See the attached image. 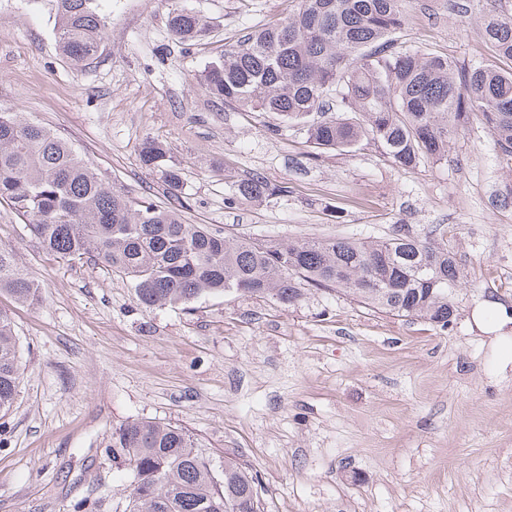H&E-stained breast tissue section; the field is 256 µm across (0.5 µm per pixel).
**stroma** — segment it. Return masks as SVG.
I'll return each instance as SVG.
<instances>
[{
  "instance_id": "obj_1",
  "label": "stroma",
  "mask_w": 512,
  "mask_h": 512,
  "mask_svg": "<svg viewBox=\"0 0 512 512\" xmlns=\"http://www.w3.org/2000/svg\"><path fill=\"white\" fill-rule=\"evenodd\" d=\"M298 0H99L97 59L60 54L53 0H0V108L73 143L108 185L181 209L187 222L255 241L404 231L448 245L464 270L448 330L306 286L286 305L246 293L139 304L130 279L42 249L0 204V245L41 299L0 293L19 338L21 382L0 422V512H124L131 492L105 448L119 427H182L258 475L263 512H512V160L470 119L446 159L393 165L381 146H311L277 123L206 95L205 64ZM188 8L210 32L184 47L167 17ZM512 0H406L402 50L459 64L488 58V12ZM164 143L183 172L169 197L140 158ZM259 176L287 193L235 195ZM483 312L476 322L475 312Z\"/></svg>"
}]
</instances>
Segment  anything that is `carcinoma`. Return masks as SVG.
<instances>
[{
    "instance_id": "cac0c4a2",
    "label": "carcinoma",
    "mask_w": 512,
    "mask_h": 512,
    "mask_svg": "<svg viewBox=\"0 0 512 512\" xmlns=\"http://www.w3.org/2000/svg\"><path fill=\"white\" fill-rule=\"evenodd\" d=\"M58 48L75 67L94 59L106 18L94 0H54ZM404 0H299L288 20L224 43L200 86L209 96L279 121H301L316 147L351 151L380 144L390 162L411 168L448 156L465 120L480 118L503 155L512 158V15L491 14L483 36L492 58L457 66L448 57L398 51ZM179 43L206 34L190 9L168 19ZM142 163L170 193L181 168L159 142L142 144ZM286 187L252 178L236 184L245 200ZM28 221L42 248L64 260L88 257L130 278L145 306H176L207 294L244 292L292 304L301 282L339 289L398 317L425 319L442 330L459 315L454 303L463 272L448 249L409 234L370 243L342 237L258 243L187 223L163 207L109 187L77 150L46 127L0 110V204ZM39 283L0 245V291L32 302ZM21 377L14 326L0 311V414L13 406ZM185 430L136 421L112 435L113 459L133 476L125 512H260L255 478L224 460L221 473Z\"/></svg>"
}]
</instances>
